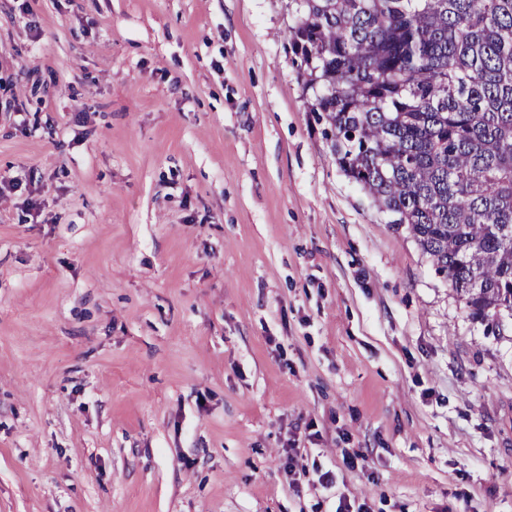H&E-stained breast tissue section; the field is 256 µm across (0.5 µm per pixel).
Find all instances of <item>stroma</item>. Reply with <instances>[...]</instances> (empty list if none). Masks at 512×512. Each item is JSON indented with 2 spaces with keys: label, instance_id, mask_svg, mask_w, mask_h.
I'll return each mask as SVG.
<instances>
[{
  "label": "stroma",
  "instance_id": "stroma-1",
  "mask_svg": "<svg viewBox=\"0 0 512 512\" xmlns=\"http://www.w3.org/2000/svg\"><path fill=\"white\" fill-rule=\"evenodd\" d=\"M296 21L0 0V512H512V320L341 170Z\"/></svg>",
  "mask_w": 512,
  "mask_h": 512
}]
</instances>
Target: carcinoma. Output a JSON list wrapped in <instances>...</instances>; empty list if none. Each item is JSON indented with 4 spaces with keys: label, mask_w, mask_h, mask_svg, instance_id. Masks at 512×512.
Segmentation results:
<instances>
[{
    "label": "carcinoma",
    "mask_w": 512,
    "mask_h": 512,
    "mask_svg": "<svg viewBox=\"0 0 512 512\" xmlns=\"http://www.w3.org/2000/svg\"><path fill=\"white\" fill-rule=\"evenodd\" d=\"M309 111L486 326L512 317V0H294Z\"/></svg>",
    "instance_id": "obj_1"
}]
</instances>
